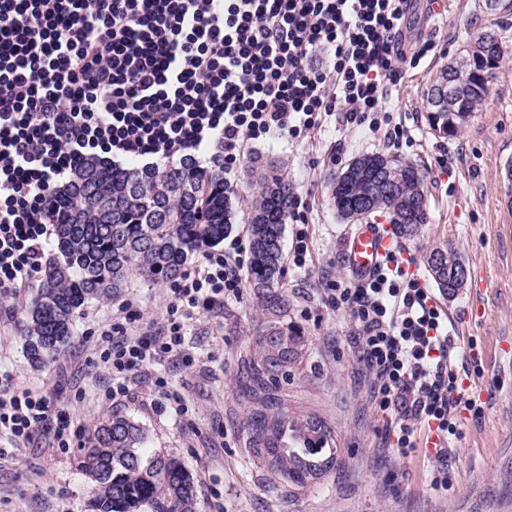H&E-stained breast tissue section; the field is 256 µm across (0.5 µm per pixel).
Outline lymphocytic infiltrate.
<instances>
[{"instance_id":"obj_1","label":"lymphocytic infiltrate","mask_w":512,"mask_h":512,"mask_svg":"<svg viewBox=\"0 0 512 512\" xmlns=\"http://www.w3.org/2000/svg\"><path fill=\"white\" fill-rule=\"evenodd\" d=\"M411 0H0V309L14 315L40 278L51 239L47 196L87 158L169 162L212 151L225 173L248 141L302 140L340 114L353 127L407 133L385 100L435 44H407ZM240 237L203 253L171 282L161 318L120 304L99 333V366L125 396L134 373L175 359L201 314L240 300ZM326 295L355 324L352 343L389 417L400 454L434 434L433 488L445 486L454 411L464 394L443 309L390 252L367 280L339 277ZM69 448V413L0 369V445L34 436Z\"/></svg>"}]
</instances>
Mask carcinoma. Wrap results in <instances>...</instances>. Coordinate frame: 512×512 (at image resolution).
<instances>
[{
  "label": "carcinoma",
  "instance_id": "cac0c4a2",
  "mask_svg": "<svg viewBox=\"0 0 512 512\" xmlns=\"http://www.w3.org/2000/svg\"><path fill=\"white\" fill-rule=\"evenodd\" d=\"M358 160L389 168L384 188L367 185L340 171L329 181L330 206L342 220L369 203L389 215L396 237L411 241L428 223L424 175L408 161L385 152ZM248 225V287L272 312L288 308L284 288V224L294 187L274 160L257 174ZM47 206L54 226L53 259L23 322L22 336L31 364L44 366L74 336L75 318L92 301L122 293L132 274L148 283L172 281L190 254L214 247L232 230L224 172L200 167L189 155L177 163L141 167L133 161L115 168L107 160L80 164L67 183L53 189ZM439 292L448 295V274L465 268L448 245L425 257ZM302 355L300 335L270 321L247 359L245 391L262 410L249 425V447L277 478L303 487L329 470L334 456L315 451L312 442L329 438L326 423L272 409L274 386ZM132 420L114 415L84 441L76 466L93 483L89 512H194V485L182 461L150 454Z\"/></svg>",
  "mask_w": 512,
  "mask_h": 512
}]
</instances>
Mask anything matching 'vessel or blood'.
I'll list each match as a JSON object with an SVG mask.
<instances>
[{"label": "vessel or blood", "instance_id": "vessel-or-blood-1", "mask_svg": "<svg viewBox=\"0 0 512 512\" xmlns=\"http://www.w3.org/2000/svg\"><path fill=\"white\" fill-rule=\"evenodd\" d=\"M397 247L388 225L369 222L357 225L345 245L346 261L352 275L358 278L369 276L380 266L384 256Z\"/></svg>", "mask_w": 512, "mask_h": 512}]
</instances>
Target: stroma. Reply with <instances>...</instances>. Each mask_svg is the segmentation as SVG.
<instances>
[{
  "label": "stroma",
  "mask_w": 512,
  "mask_h": 512,
  "mask_svg": "<svg viewBox=\"0 0 512 512\" xmlns=\"http://www.w3.org/2000/svg\"><path fill=\"white\" fill-rule=\"evenodd\" d=\"M497 29L503 60L489 99L452 137L432 130L427 90L448 62L458 59L474 32ZM412 37L435 40L419 64L405 66L387 106L407 126L409 142L393 143L384 132L343 125L328 117L314 137L251 141L234 175L240 196L232 232L245 234L257 185L250 167L276 160L309 203L304 229L311 271H286L289 307L282 324L296 327L303 355L289 379L280 381L281 405L294 415L314 414L334 430L335 462L305 488L278 482L248 447L254 410L242 386L243 360L272 315L251 293L225 304L195 324L188 342L190 367L163 371L182 394L188 411L175 415L150 373L137 374L127 397L92 405L83 396L105 387L107 373L91 363L98 328L120 301L158 316L168 301L165 283L132 277L121 297L95 301L76 319L72 343L43 369L29 362L19 323L0 316V363L25 386L69 412L77 427L72 448L49 447L35 437L23 448L0 450V512H88L91 482L75 458L88 432L104 419H132L147 437L149 452L178 457L194 484L195 512H512V11L487 10L485 0H446L431 16L416 0ZM393 154L424 174L430 221L419 239L401 243L407 267L426 288L434 283L424 264L432 247L448 245L462 258L467 282L456 298L440 299L466 367L460 435L448 456L445 487L432 489L435 464L418 434L415 449L401 456L388 436L387 418L369 397V380L348 341L354 325L328 302L323 288L349 268L343 245L352 224L327 203L329 173L364 152Z\"/></svg>",
  "instance_id": "obj_1"
}]
</instances>
